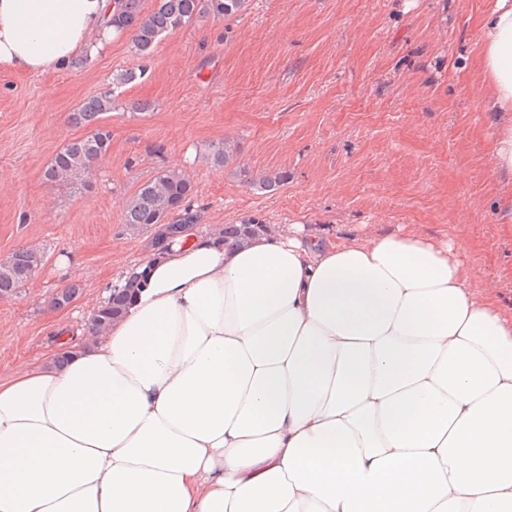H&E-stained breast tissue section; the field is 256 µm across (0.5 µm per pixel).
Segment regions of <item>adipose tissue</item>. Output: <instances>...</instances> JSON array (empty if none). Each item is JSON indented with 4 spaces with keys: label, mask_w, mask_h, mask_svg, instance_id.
Listing matches in <instances>:
<instances>
[{
    "label": "adipose tissue",
    "mask_w": 512,
    "mask_h": 512,
    "mask_svg": "<svg viewBox=\"0 0 512 512\" xmlns=\"http://www.w3.org/2000/svg\"><path fill=\"white\" fill-rule=\"evenodd\" d=\"M112 0H0V68L112 45ZM477 63L512 172V0ZM462 241L192 234L107 333L0 382V512H512V315Z\"/></svg>",
    "instance_id": "1"
}]
</instances>
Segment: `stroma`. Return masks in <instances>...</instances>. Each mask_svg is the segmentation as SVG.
I'll use <instances>...</instances> for the list:
<instances>
[{
  "label": "stroma",
  "mask_w": 512,
  "mask_h": 512,
  "mask_svg": "<svg viewBox=\"0 0 512 512\" xmlns=\"http://www.w3.org/2000/svg\"><path fill=\"white\" fill-rule=\"evenodd\" d=\"M492 2L246 0L236 17L167 35L146 59L122 35L82 69H0V258L31 247L44 256L20 294L0 299V380L38 364L59 331L83 330L110 284L148 257L149 235L126 231L123 214L162 169L191 180L200 232L254 216L461 240L477 287L511 312L512 223L496 198L512 192V173L494 165V90L472 64ZM138 69L106 120L112 139L88 187L48 183L53 157L85 133L70 112ZM224 141L237 153L219 169L207 154ZM242 166L287 179L256 191ZM66 281L81 292L54 309Z\"/></svg>",
  "instance_id": "35a3bbf8"
}]
</instances>
